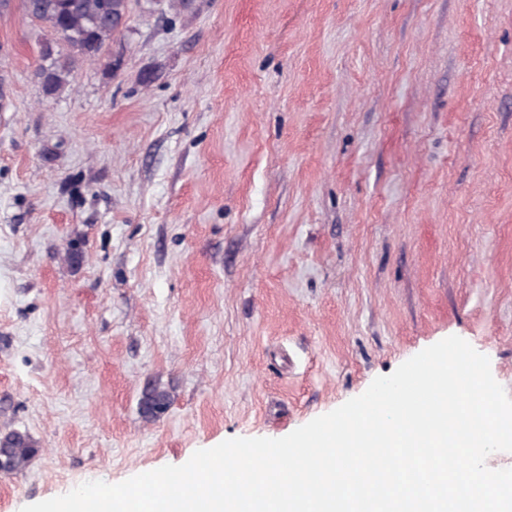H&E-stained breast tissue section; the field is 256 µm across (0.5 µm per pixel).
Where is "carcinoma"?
<instances>
[{
	"label": "carcinoma",
	"instance_id": "1",
	"mask_svg": "<svg viewBox=\"0 0 512 512\" xmlns=\"http://www.w3.org/2000/svg\"><path fill=\"white\" fill-rule=\"evenodd\" d=\"M21 8L53 36L41 44L45 64L38 72L42 93L51 98L67 84L72 64L99 62L109 43L128 28L131 0H21ZM60 45L66 51L58 50ZM170 403L168 390L150 385L140 399V413L153 421ZM40 451L38 442L26 431L0 435V473L25 471Z\"/></svg>",
	"mask_w": 512,
	"mask_h": 512
}]
</instances>
